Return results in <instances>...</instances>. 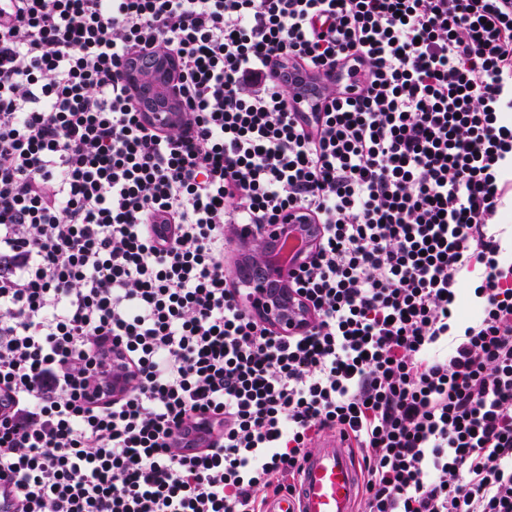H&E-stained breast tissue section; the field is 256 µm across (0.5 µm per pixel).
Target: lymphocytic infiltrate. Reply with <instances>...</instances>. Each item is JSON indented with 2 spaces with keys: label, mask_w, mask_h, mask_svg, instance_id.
I'll use <instances>...</instances> for the list:
<instances>
[{
  "label": "lymphocytic infiltrate",
  "mask_w": 512,
  "mask_h": 512,
  "mask_svg": "<svg viewBox=\"0 0 512 512\" xmlns=\"http://www.w3.org/2000/svg\"><path fill=\"white\" fill-rule=\"evenodd\" d=\"M162 49L173 133L122 79ZM285 62L328 79L323 109ZM510 162L512 0H6L0 497L262 512L333 432L362 454L358 512H512ZM291 211L322 235L292 280L312 323L283 336L224 256ZM202 418L218 434L185 452Z\"/></svg>",
  "instance_id": "obj_1"
}]
</instances>
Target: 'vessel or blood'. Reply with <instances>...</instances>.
Instances as JSON below:
<instances>
[{
	"label": "vessel or blood",
	"mask_w": 512,
	"mask_h": 512,
	"mask_svg": "<svg viewBox=\"0 0 512 512\" xmlns=\"http://www.w3.org/2000/svg\"><path fill=\"white\" fill-rule=\"evenodd\" d=\"M295 86L302 101L323 99L324 86L308 67L298 68ZM360 490L355 458L339 436L324 439L304 463L295 494L274 502L269 512H354Z\"/></svg>",
	"instance_id": "1"
}]
</instances>
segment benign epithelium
Returning <instances> with one entry per match:
<instances>
[{
  "mask_svg": "<svg viewBox=\"0 0 512 512\" xmlns=\"http://www.w3.org/2000/svg\"><path fill=\"white\" fill-rule=\"evenodd\" d=\"M124 80L135 92L142 111L170 130L176 127L178 120L169 119V114L180 111L170 54L157 52L139 58L128 66ZM299 230L307 235L309 247L318 245L321 225L302 217ZM278 242L279 238L269 239L263 232L238 240L237 252L247 254L248 261L232 267L238 288L236 298L272 329L284 334L296 333L308 326L311 313L292 290V270L273 269L269 264L268 255L276 250ZM128 381L129 370L115 365L112 393L121 394Z\"/></svg>",
  "mask_w": 512,
  "mask_h": 512,
  "instance_id": "obj_1",
  "label": "benign epithelium"
}]
</instances>
